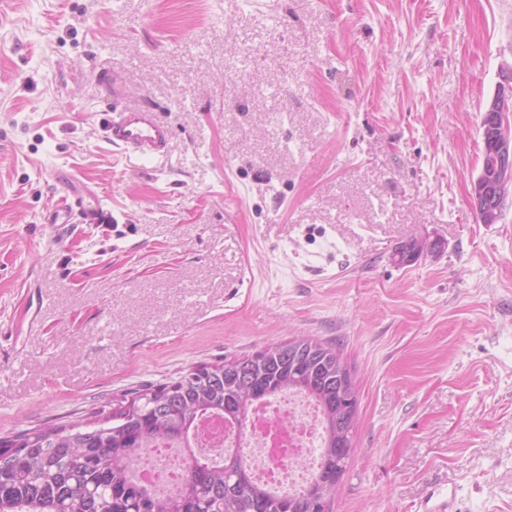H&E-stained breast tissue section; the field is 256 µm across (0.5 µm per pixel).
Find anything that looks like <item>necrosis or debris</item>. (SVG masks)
Segmentation results:
<instances>
[{"mask_svg": "<svg viewBox=\"0 0 512 512\" xmlns=\"http://www.w3.org/2000/svg\"><path fill=\"white\" fill-rule=\"evenodd\" d=\"M203 449L241 448L250 460L256 481L279 492H296L312 478L322 443L320 414L307 397L282 393L259 403L246 430L225 426L219 419L206 423ZM135 471L142 483L174 494L180 486L181 460L176 449L158 447L143 453Z\"/></svg>", "mask_w": 512, "mask_h": 512, "instance_id": "4bbe7bcc", "label": "necrosis or debris"}]
</instances>
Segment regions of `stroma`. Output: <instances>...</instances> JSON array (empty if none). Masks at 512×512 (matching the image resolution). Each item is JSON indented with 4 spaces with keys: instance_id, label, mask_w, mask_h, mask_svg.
I'll return each mask as SVG.
<instances>
[{
    "instance_id": "stroma-1",
    "label": "stroma",
    "mask_w": 512,
    "mask_h": 512,
    "mask_svg": "<svg viewBox=\"0 0 512 512\" xmlns=\"http://www.w3.org/2000/svg\"><path fill=\"white\" fill-rule=\"evenodd\" d=\"M511 63L512 0H10L0 436L315 336L359 382L332 512H512V200L469 203ZM118 103L162 157L105 142ZM63 166L108 223L53 213ZM104 132L113 147L136 158H155L164 154L170 140V132L158 120L156 112L144 107L112 110Z\"/></svg>"
}]
</instances>
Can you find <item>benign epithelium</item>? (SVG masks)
Returning <instances> with one entry per match:
<instances>
[{
  "instance_id": "benign-epithelium-1",
  "label": "benign epithelium",
  "mask_w": 512,
  "mask_h": 512,
  "mask_svg": "<svg viewBox=\"0 0 512 512\" xmlns=\"http://www.w3.org/2000/svg\"><path fill=\"white\" fill-rule=\"evenodd\" d=\"M504 84L485 105L482 121L489 133L483 137V155L495 162L496 180L489 185L478 176L471 195L476 211H503L512 195V64L503 66Z\"/></svg>"
}]
</instances>
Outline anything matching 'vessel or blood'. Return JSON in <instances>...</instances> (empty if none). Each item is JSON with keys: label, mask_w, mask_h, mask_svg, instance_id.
Instances as JSON below:
<instances>
[{"label": "vessel or blood", "mask_w": 512, "mask_h": 512, "mask_svg": "<svg viewBox=\"0 0 512 512\" xmlns=\"http://www.w3.org/2000/svg\"><path fill=\"white\" fill-rule=\"evenodd\" d=\"M107 141L126 155L136 158H154L165 153L170 140L168 128L161 123L155 112L144 107H125L113 110L104 127ZM56 181L66 196L58 206L65 212H73L82 224H103L108 212L94 189L68 170H58Z\"/></svg>", "instance_id": "obj_1"}]
</instances>
